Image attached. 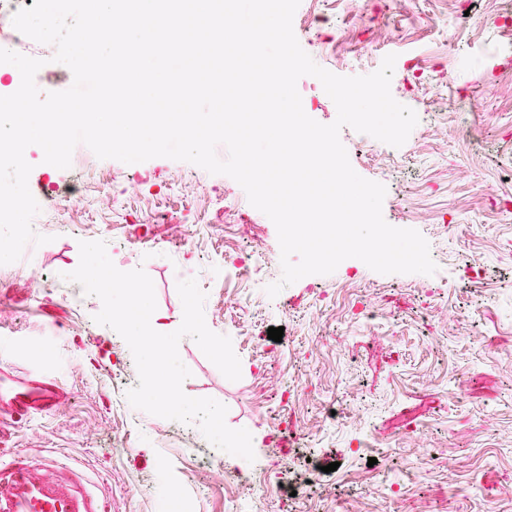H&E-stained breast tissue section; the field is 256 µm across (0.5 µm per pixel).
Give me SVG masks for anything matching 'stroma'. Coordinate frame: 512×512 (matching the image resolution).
Returning a JSON list of instances; mask_svg holds the SVG:
<instances>
[{"instance_id":"stroma-1","label":"stroma","mask_w":512,"mask_h":512,"mask_svg":"<svg viewBox=\"0 0 512 512\" xmlns=\"http://www.w3.org/2000/svg\"><path fill=\"white\" fill-rule=\"evenodd\" d=\"M316 9L338 23L303 46L319 66L367 75L396 57L391 93L419 117L407 141L388 153L348 126L340 139L355 172L385 186L386 222L426 238L436 273L346 259L272 298L276 227L235 180L163 157L96 160L103 185L41 226L49 243L0 265V372L48 373L64 395L9 423L0 454L68 464L107 512H160L173 489L190 512H512V50L501 47L512 19L499 0H472L465 15L455 0H300L296 14ZM297 90L310 118L335 121L317 78ZM217 196L238 201L247 225L227 226ZM243 232L273 261L249 278L225 264ZM83 240L148 274L168 331L183 319L178 281L197 278L206 324L230 337L241 377L228 380L186 336L182 389L224 404L227 425L251 433L254 461L128 402V345L95 322L100 299L65 278ZM363 300L378 325L354 318ZM251 465L261 492L219 477Z\"/></svg>"}]
</instances>
